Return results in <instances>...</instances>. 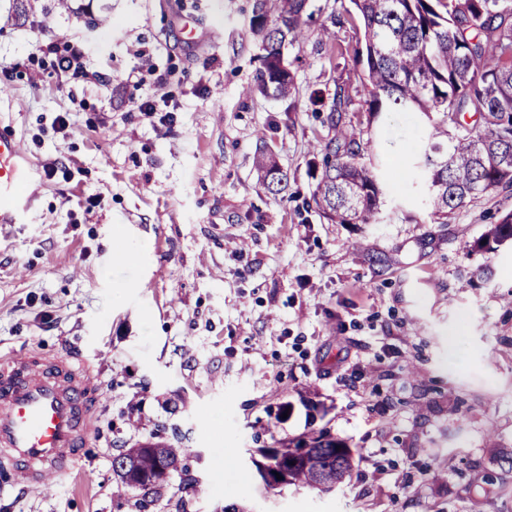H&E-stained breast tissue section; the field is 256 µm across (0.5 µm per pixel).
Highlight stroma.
Returning <instances> with one entry per match:
<instances>
[{"instance_id":"stroma-1","label":"stroma","mask_w":512,"mask_h":512,"mask_svg":"<svg viewBox=\"0 0 512 512\" xmlns=\"http://www.w3.org/2000/svg\"><path fill=\"white\" fill-rule=\"evenodd\" d=\"M251 9L0 0V126L53 168L28 222L0 226V355H72L99 388L76 471L49 492L0 471V512H129L139 492L112 459L157 434L194 455L149 512L180 499L186 512H512V246L471 250L512 212V189L426 222L422 124L363 112L362 31L344 13L352 121L388 191L373 224L304 208L311 146L333 136L310 102L333 89L331 64L310 22L284 51L295 98L243 97L261 54ZM79 46L83 73L60 81L58 57ZM148 99L156 111H140ZM261 132L285 198L253 170ZM118 235L138 264L115 260ZM319 431L351 448L345 482L268 488L261 449Z\"/></svg>"}]
</instances>
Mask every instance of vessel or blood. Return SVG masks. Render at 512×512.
<instances>
[{"label":"vessel or blood","mask_w":512,"mask_h":512,"mask_svg":"<svg viewBox=\"0 0 512 512\" xmlns=\"http://www.w3.org/2000/svg\"><path fill=\"white\" fill-rule=\"evenodd\" d=\"M41 182L16 134L1 129L0 224L24 223ZM96 395L90 370L68 355L0 356V465L36 488L71 475L93 430Z\"/></svg>","instance_id":"b4317fda"}]
</instances>
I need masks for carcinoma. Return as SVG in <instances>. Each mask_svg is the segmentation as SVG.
<instances>
[{
    "mask_svg": "<svg viewBox=\"0 0 512 512\" xmlns=\"http://www.w3.org/2000/svg\"><path fill=\"white\" fill-rule=\"evenodd\" d=\"M310 0H254L249 31L261 45L257 83L243 94L259 92L286 99L295 90V73L282 69L285 46L301 43L303 26L313 13ZM362 23L357 58L363 64L365 112L376 118L390 112H415L428 121L427 146L418 161L429 195L428 220L448 223V215L473 199L512 188V0H349ZM336 14L320 23L316 51L336 40ZM315 106L327 108L334 130L328 142L313 145L322 170L312 192L316 209L330 224H374L383 186L363 162L371 141L357 137L347 119L352 100L345 84L335 81L332 101L313 93ZM254 166L273 196L288 189V173L273 152L260 146ZM512 242V213L489 225L473 249L493 253ZM345 444L322 433L288 448H263L268 465L314 456L320 475L300 466L287 468L285 483L317 488L336 483L352 470ZM192 449L165 442L122 449L112 461L117 473L157 467L185 469ZM124 483L143 491L129 507L145 512L149 495L165 486L142 480Z\"/></svg>",
    "mask_w": 512,
    "mask_h": 512,
    "instance_id": "cac0c4a2",
    "label": "carcinoma"
}]
</instances>
